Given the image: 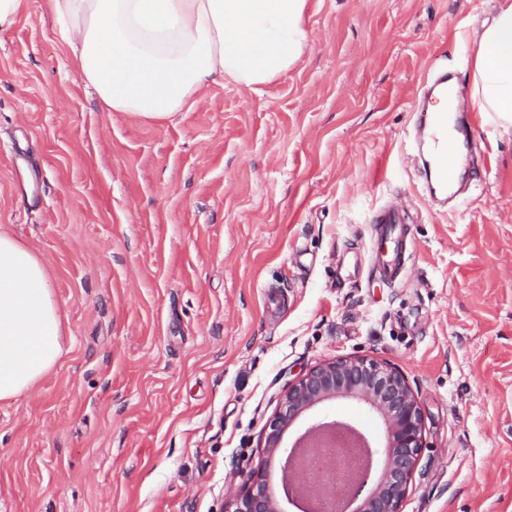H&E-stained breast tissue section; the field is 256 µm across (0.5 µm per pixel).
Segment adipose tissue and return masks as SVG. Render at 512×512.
<instances>
[{"instance_id": "ef3b65f1", "label": "adipose tissue", "mask_w": 512, "mask_h": 512, "mask_svg": "<svg viewBox=\"0 0 512 512\" xmlns=\"http://www.w3.org/2000/svg\"><path fill=\"white\" fill-rule=\"evenodd\" d=\"M306 0H49L72 62L105 112L163 121L209 84L249 88L294 67L308 45ZM470 102L512 125V0L474 37ZM62 354L59 307L41 260L0 232V399Z\"/></svg>"}]
</instances>
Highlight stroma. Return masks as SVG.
Returning <instances> with one entry per match:
<instances>
[{
  "label": "stroma",
  "mask_w": 512,
  "mask_h": 512,
  "mask_svg": "<svg viewBox=\"0 0 512 512\" xmlns=\"http://www.w3.org/2000/svg\"><path fill=\"white\" fill-rule=\"evenodd\" d=\"M497 0H307L309 48L168 120L104 112L48 0L0 33V231L46 265L63 354L0 399V512H221L288 382L397 367L424 444L402 512H512V125L466 115L481 179L430 207L413 93L470 94ZM404 202L393 282L372 220Z\"/></svg>",
  "instance_id": "35a3bbf8"
}]
</instances>
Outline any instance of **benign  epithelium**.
Segmentation results:
<instances>
[{"label": "benign epithelium", "instance_id": "benign-epithelium-1", "mask_svg": "<svg viewBox=\"0 0 512 512\" xmlns=\"http://www.w3.org/2000/svg\"><path fill=\"white\" fill-rule=\"evenodd\" d=\"M336 398L358 401L374 410L384 428L381 472L368 485L374 465L372 439L355 425L369 448V462L343 498L345 512H401L402 502L418 468L423 445L424 415L406 377L383 362L359 357L338 358L319 364L285 385L276 410L264 431V460L240 473V485L225 503V512H286L282 500L304 512L299 496L296 449L312 445L332 431L337 421L317 417L299 430L295 442L284 444L285 434L320 404Z\"/></svg>", "mask_w": 512, "mask_h": 512}]
</instances>
